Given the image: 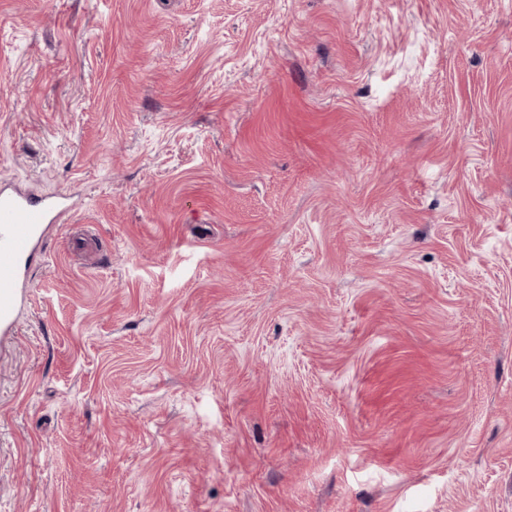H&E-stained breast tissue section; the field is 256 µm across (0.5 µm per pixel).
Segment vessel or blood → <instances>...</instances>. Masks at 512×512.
<instances>
[{"mask_svg":"<svg viewBox=\"0 0 512 512\" xmlns=\"http://www.w3.org/2000/svg\"><path fill=\"white\" fill-rule=\"evenodd\" d=\"M67 198H35L0 190V331L10 329L22 302L26 264L42 242L46 224L69 216Z\"/></svg>","mask_w":512,"mask_h":512,"instance_id":"b4317fda","label":"vessel or blood"}]
</instances>
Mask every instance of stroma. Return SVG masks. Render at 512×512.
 <instances>
[{
    "mask_svg": "<svg viewBox=\"0 0 512 512\" xmlns=\"http://www.w3.org/2000/svg\"><path fill=\"white\" fill-rule=\"evenodd\" d=\"M0 512H512V0H0ZM67 198H35L0 190V331L12 327L22 302L26 264L42 242L45 224L69 216Z\"/></svg>",
    "mask_w": 512,
    "mask_h": 512,
    "instance_id": "1",
    "label": "stroma"
}]
</instances>
